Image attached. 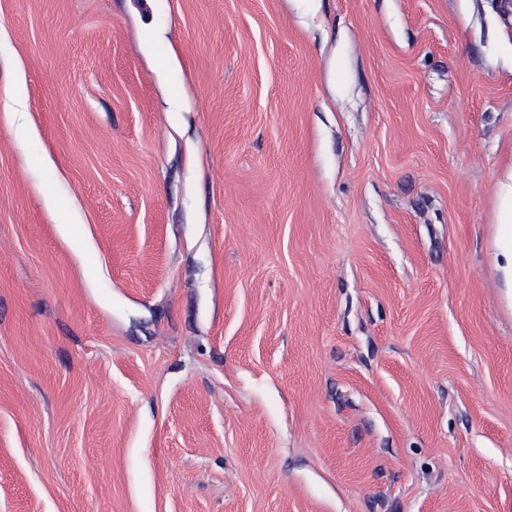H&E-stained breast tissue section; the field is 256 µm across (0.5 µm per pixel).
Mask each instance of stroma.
Returning <instances> with one entry per match:
<instances>
[{"instance_id": "obj_1", "label": "stroma", "mask_w": 512, "mask_h": 512, "mask_svg": "<svg viewBox=\"0 0 512 512\" xmlns=\"http://www.w3.org/2000/svg\"><path fill=\"white\" fill-rule=\"evenodd\" d=\"M0 512H512V0H0ZM10 129L14 131L22 144L29 142L34 129L33 121L28 112L24 91L18 88L13 95L9 111L5 112ZM498 224L501 244L496 254V264L503 273L508 287L512 288V185L501 197Z\"/></svg>"}]
</instances>
